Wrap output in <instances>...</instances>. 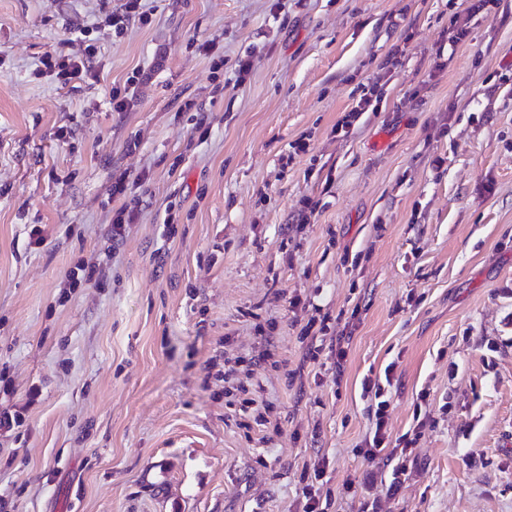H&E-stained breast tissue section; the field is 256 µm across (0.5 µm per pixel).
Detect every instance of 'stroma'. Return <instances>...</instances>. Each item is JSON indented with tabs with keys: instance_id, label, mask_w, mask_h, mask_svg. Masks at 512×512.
Returning a JSON list of instances; mask_svg holds the SVG:
<instances>
[{
	"instance_id": "obj_1",
	"label": "stroma",
	"mask_w": 512,
	"mask_h": 512,
	"mask_svg": "<svg viewBox=\"0 0 512 512\" xmlns=\"http://www.w3.org/2000/svg\"><path fill=\"white\" fill-rule=\"evenodd\" d=\"M120 5L0 0V512H512V0ZM374 389V397L375 399L384 398V389L378 383H375L370 378H364L362 382V390L363 392L370 393ZM389 407V400L384 398L379 400L376 404V409L373 415V427L374 432L372 438L369 439L368 445L370 449L366 451L367 454H372V448H383L385 438H386V417H387V409Z\"/></svg>"
}]
</instances>
